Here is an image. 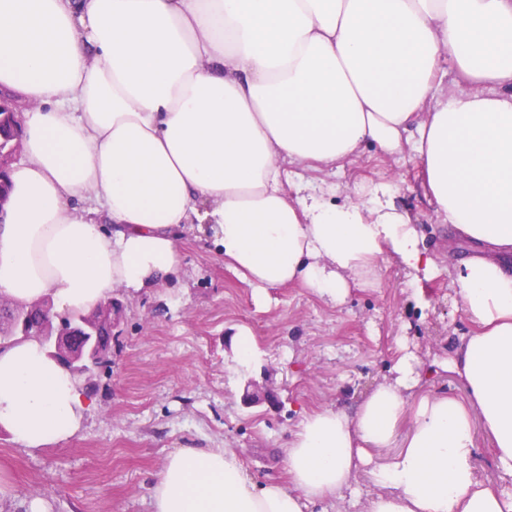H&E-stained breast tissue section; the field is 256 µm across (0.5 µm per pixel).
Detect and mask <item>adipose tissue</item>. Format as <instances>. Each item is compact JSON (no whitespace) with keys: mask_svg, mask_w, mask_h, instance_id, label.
Segmentation results:
<instances>
[{"mask_svg":"<svg viewBox=\"0 0 512 512\" xmlns=\"http://www.w3.org/2000/svg\"><path fill=\"white\" fill-rule=\"evenodd\" d=\"M0 90L22 129L0 217V299L17 305L166 287L191 228L260 297L298 284L337 306L389 257L431 278L399 184L344 204L288 192L291 168L369 146L412 152L440 223L484 249L453 276L472 330L447 357L403 353L354 411H302L286 481H255L233 448L175 450L153 512H306L361 470L365 512H512L474 441L482 426L512 478V0H0ZM444 372L467 401L425 392ZM93 404L39 339L0 346V430L20 446L71 438Z\"/></svg>","mask_w":512,"mask_h":512,"instance_id":"adipose-tissue-1","label":"adipose tissue"}]
</instances>
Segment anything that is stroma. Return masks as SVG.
Wrapping results in <instances>:
<instances>
[{
  "instance_id": "35a3bbf8",
  "label": "stroma",
  "mask_w": 512,
  "mask_h": 512,
  "mask_svg": "<svg viewBox=\"0 0 512 512\" xmlns=\"http://www.w3.org/2000/svg\"><path fill=\"white\" fill-rule=\"evenodd\" d=\"M400 182L407 209L445 269L409 287L386 260L376 288H351L331 306L306 288L272 289L256 303L251 286L197 231L182 239L180 287L122 296L123 319L112 367L98 373L95 405L67 441L27 449L0 432V479L13 494L0 512H24L43 500L47 512H152L151 477L179 448H235L249 476H284L278 460L301 409L353 410L388 376L401 349L421 361L448 355L470 332L450 287L449 267L467 244L449 245L421 187L412 153L381 158L365 152L337 170L308 172L304 182L328 202L349 200L354 184ZM248 327L259 355L235 369V333ZM271 385L276 405H244L248 384Z\"/></svg>"
}]
</instances>
